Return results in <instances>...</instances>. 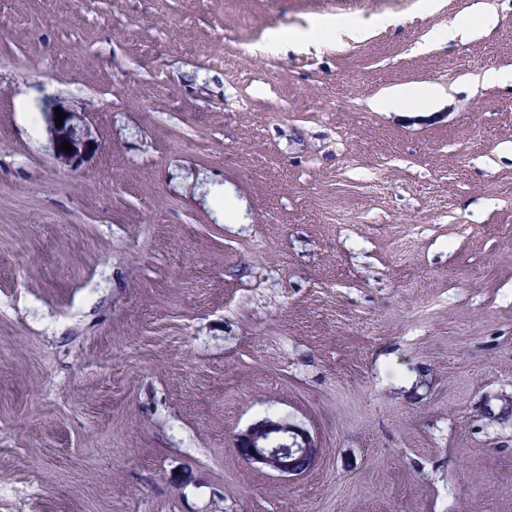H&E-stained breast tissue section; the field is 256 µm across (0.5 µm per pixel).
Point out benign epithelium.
I'll use <instances>...</instances> for the list:
<instances>
[{
    "instance_id": "benign-epithelium-1",
    "label": "benign epithelium",
    "mask_w": 512,
    "mask_h": 512,
    "mask_svg": "<svg viewBox=\"0 0 512 512\" xmlns=\"http://www.w3.org/2000/svg\"><path fill=\"white\" fill-rule=\"evenodd\" d=\"M77 113H67L59 134L72 145L62 152L63 163L78 165L79 142L86 127L79 125ZM235 448L240 458L252 469L271 472L284 481L306 473L314 464L319 448L314 437L303 427L283 416L265 417L236 434Z\"/></svg>"
}]
</instances>
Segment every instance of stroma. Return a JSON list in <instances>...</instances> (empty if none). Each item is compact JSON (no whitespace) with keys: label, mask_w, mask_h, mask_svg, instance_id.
Wrapping results in <instances>:
<instances>
[{"label":"stroma","mask_w":512,"mask_h":512,"mask_svg":"<svg viewBox=\"0 0 512 512\" xmlns=\"http://www.w3.org/2000/svg\"><path fill=\"white\" fill-rule=\"evenodd\" d=\"M490 68L512 0H0V512H512ZM267 416L304 475L239 457ZM360 29L352 23H336V21L323 20L314 25L310 35L316 40H330L336 45L342 42L344 36L351 33H360ZM435 91L432 88H408L395 97H383L374 102L375 108H387L395 104L425 107L433 101ZM82 117L76 112L65 114L63 119V125H59V134L63 141H67L68 144L72 145V151H62L63 163L69 167H76L80 159V152L78 149L79 142L82 136L85 134L86 127L80 126L78 122H83ZM235 448L252 469L271 472L284 481L306 473L319 448L303 427L283 416L265 417L236 434Z\"/></svg>","instance_id":"stroma-1"}]
</instances>
